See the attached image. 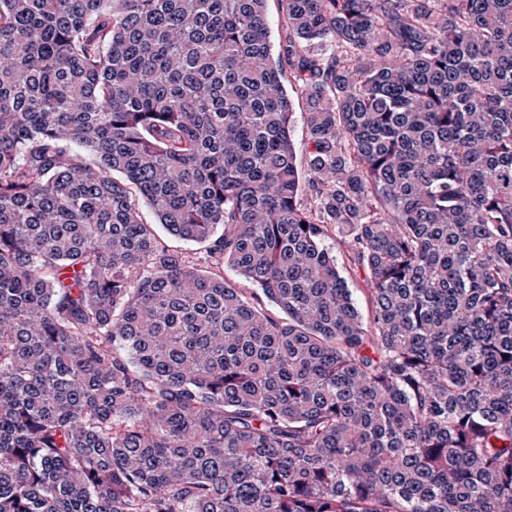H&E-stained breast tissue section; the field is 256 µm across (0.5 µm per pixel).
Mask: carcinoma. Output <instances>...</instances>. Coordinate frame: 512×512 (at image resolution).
<instances>
[{
	"label": "carcinoma",
	"instance_id": "cac0c4a2",
	"mask_svg": "<svg viewBox=\"0 0 512 512\" xmlns=\"http://www.w3.org/2000/svg\"><path fill=\"white\" fill-rule=\"evenodd\" d=\"M265 2L0 0V512H512V0ZM267 20L271 29V41L273 44V55L276 58L279 52L280 41L282 40V13L278 0H269L267 3ZM284 85L287 88L288 95L293 102L294 115L291 135L297 149V160L300 162L301 149L303 148L306 141L307 129L305 123V115L302 110L303 103L301 102L300 92L298 91V86L289 76L288 67H286ZM327 245L330 250L336 254L338 270L342 277H344L348 283L354 302L366 318L370 312L369 295L367 291L366 277L361 271L354 269L346 262L342 246L336 241V237L331 238L327 241Z\"/></svg>",
	"mask_w": 512,
	"mask_h": 512
}]
</instances>
